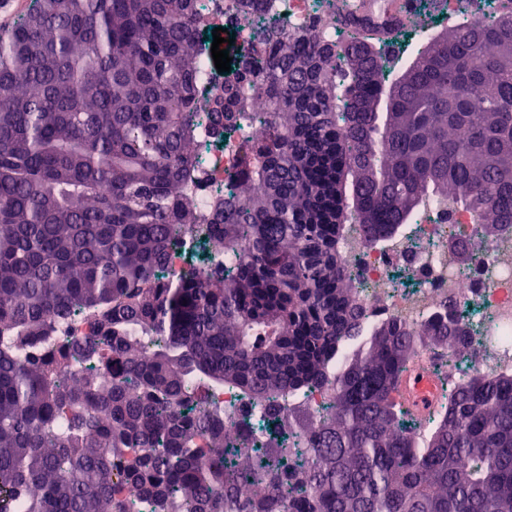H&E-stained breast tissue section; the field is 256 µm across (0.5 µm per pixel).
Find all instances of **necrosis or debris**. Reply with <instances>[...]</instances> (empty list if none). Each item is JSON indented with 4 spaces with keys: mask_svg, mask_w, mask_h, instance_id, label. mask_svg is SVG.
<instances>
[{
    "mask_svg": "<svg viewBox=\"0 0 512 512\" xmlns=\"http://www.w3.org/2000/svg\"><path fill=\"white\" fill-rule=\"evenodd\" d=\"M424 11L436 13L449 25L481 27L504 10V0H419ZM283 22L299 28H319L327 36L336 29V0H276ZM264 138L256 124L237 120L236 133L223 140L203 131L195 141L201 173L186 188L198 199L214 190L244 181L241 142ZM462 241L473 254L470 267H462L448 247L449 239ZM346 262L359 268L366 285L358 302L367 321L398 320L417 331L425 317L448 309L469 307L482 312L480 341L462 343L440 353L416 347L412 364L432 370L442 386L433 404L441 409L455 386L476 371H512V227L486 238L476 217L452 203L426 206L421 220L406 225L397 236L369 246L356 225H346L340 240ZM224 407V440L237 448L251 447L259 439L261 412L231 387L213 391Z\"/></svg>",
    "mask_w": 512,
    "mask_h": 512,
    "instance_id": "obj_1",
    "label": "necrosis or debris"
}]
</instances>
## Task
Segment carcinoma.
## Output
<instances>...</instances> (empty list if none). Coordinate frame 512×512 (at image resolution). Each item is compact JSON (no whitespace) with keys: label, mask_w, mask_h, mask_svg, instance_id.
<instances>
[{"label":"carcinoma","mask_w":512,"mask_h":512,"mask_svg":"<svg viewBox=\"0 0 512 512\" xmlns=\"http://www.w3.org/2000/svg\"><path fill=\"white\" fill-rule=\"evenodd\" d=\"M200 25L199 0H35L0 35V512H512V372L411 433L414 344L473 329L362 323L339 251L348 220L377 245L427 200L512 226V11L422 33L396 74L347 24L339 49L263 28L240 68L268 101L243 147L262 193L215 192L210 223L182 191L199 114L224 132L248 97L226 76L200 99ZM201 236L224 262L162 275ZM224 386L273 421L329 387L294 420L311 464L227 447Z\"/></svg>","instance_id":"cac0c4a2"}]
</instances>
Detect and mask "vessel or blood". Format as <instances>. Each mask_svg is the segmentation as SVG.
<instances>
[{
    "label": "vessel or blood",
    "instance_id": "1",
    "mask_svg": "<svg viewBox=\"0 0 512 512\" xmlns=\"http://www.w3.org/2000/svg\"><path fill=\"white\" fill-rule=\"evenodd\" d=\"M340 16L351 26L372 31H388L421 24L413 0H339ZM435 381L431 371L409 368L395 384L394 396L407 409L422 414L433 402Z\"/></svg>",
    "mask_w": 512,
    "mask_h": 512
}]
</instances>
